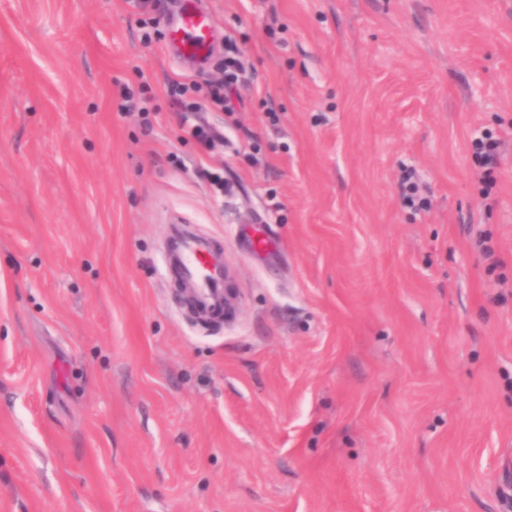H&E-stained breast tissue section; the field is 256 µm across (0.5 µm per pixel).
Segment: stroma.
Segmentation results:
<instances>
[{
  "instance_id": "obj_1",
  "label": "stroma",
  "mask_w": 512,
  "mask_h": 512,
  "mask_svg": "<svg viewBox=\"0 0 512 512\" xmlns=\"http://www.w3.org/2000/svg\"><path fill=\"white\" fill-rule=\"evenodd\" d=\"M200 2L201 68L178 0H0V512H512V0ZM231 46L205 155L169 84ZM178 227L224 325L161 263ZM197 4V0L182 1L179 13L166 27V43L181 60L200 64L211 55L214 21ZM239 62L234 58L224 60V80L207 84L205 88L196 83L186 84L180 80H172L170 84L171 103L177 108L180 119L181 130L183 132L182 140L184 142L193 141L206 151H210L216 146V143L222 142V135L214 128L191 120L187 113L181 111H190L196 109V103H188L184 96L190 88L197 92L204 90V97L211 104L220 107L224 112H234L233 101L239 99L238 92V71ZM501 145L502 141L492 134H487L483 138L474 140L472 143L474 154L486 166L495 164ZM215 247L207 239L181 234L170 268L176 279L188 285V306L194 317L204 324H214L222 313L227 318L236 311L239 302L237 288L231 284L225 267L212 261ZM225 306L228 311L224 312ZM214 320V321H213Z\"/></svg>"
}]
</instances>
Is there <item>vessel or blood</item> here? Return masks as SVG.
<instances>
[{
  "label": "vessel or blood",
  "instance_id": "b4317fda",
  "mask_svg": "<svg viewBox=\"0 0 512 512\" xmlns=\"http://www.w3.org/2000/svg\"><path fill=\"white\" fill-rule=\"evenodd\" d=\"M212 16L197 0H182L179 13L166 27V43L178 58L200 64L211 55ZM214 246L207 239L182 234L170 268L176 279L188 285V306L201 323H212L224 311V270L212 261Z\"/></svg>",
  "mask_w": 512,
  "mask_h": 512
}]
</instances>
